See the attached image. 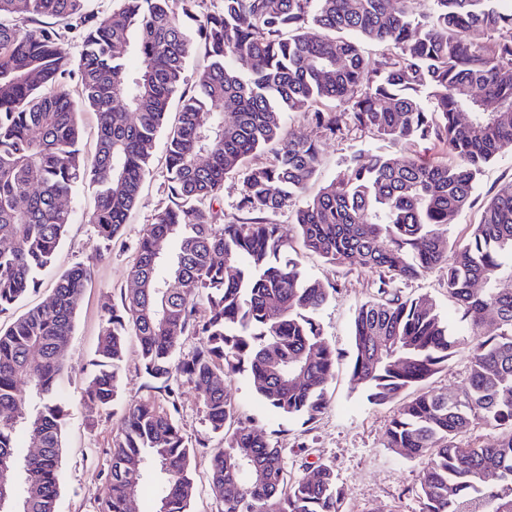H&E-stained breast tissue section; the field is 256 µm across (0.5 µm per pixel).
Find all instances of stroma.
Wrapping results in <instances>:
<instances>
[{"mask_svg":"<svg viewBox=\"0 0 512 512\" xmlns=\"http://www.w3.org/2000/svg\"><path fill=\"white\" fill-rule=\"evenodd\" d=\"M284 131L319 144L322 162L310 185L314 192L335 179L342 159L356 151L396 153L401 149L400 144L378 140L352 127L335 138H325L310 116L301 112L288 113ZM165 141V136H158L156 163L146 179L141 200L130 212L111 251H102L94 227L88 222L94 204L92 192L77 190L70 201L73 219L57 251L54 271L44 275L41 286L26 295L15 312L0 314V326H8L15 313L50 303L57 272L79 263L89 267L91 281L78 307L66 368L60 379V391L68 402L70 416L64 434L59 512H97L106 485L112 439L121 425L124 406L131 402L151 398L163 408H175V417L188 442L201 439L212 449L224 445L223 436L211 434L207 428L202 394L195 385H182L171 396L150 388L141 369L138 343L132 337L126 343L117 408L98 411L87 407L82 398L101 333L102 305L109 299L119 300L121 292L129 288V269L139 240L153 223L163 197L165 170L161 159ZM297 258L304 273L319 280L331 293L318 314L323 335L339 356L336 375L327 386L329 404L322 415L307 424L279 416L263 405L247 375L241 374L229 385L238 411L264 427L277 441L288 470L295 474H304L309 466L320 462L333 465L345 490L346 512H421L419 491L424 461L405 459L383 446L386 426L398 409L397 403L368 404L347 371L351 320L355 310L375 295L378 275L361 266L327 262L303 249ZM394 286L406 296L425 294L432 298L459 339L460 346L447 369L426 383L427 389L438 393L457 389L466 375L471 336L448 295L445 270H433L417 280H398Z\"/></svg>","mask_w":512,"mask_h":512,"instance_id":"stroma-1","label":"stroma"}]
</instances>
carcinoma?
<instances>
[{"instance_id":"carcinoma-1","label":"carcinoma","mask_w":512,"mask_h":512,"mask_svg":"<svg viewBox=\"0 0 512 512\" xmlns=\"http://www.w3.org/2000/svg\"><path fill=\"white\" fill-rule=\"evenodd\" d=\"M98 15L87 0H0V314L51 268L72 222L63 206L81 186L96 205L88 223L109 248L138 204L152 148L174 96L165 202L141 238L133 287L104 303L84 398L111 409L128 337L153 388L180 377L203 392L205 421L224 435L210 455L217 512H344L335 468L293 475L271 435L237 415L228 382L247 374L272 412L307 424L325 410L335 348L319 310L330 293L306 276L271 216L290 212L305 250L379 272L376 298L351 328L349 373L368 403L411 390L386 431L385 447L426 459L422 512H512V180L502 183L461 247L444 237L471 205L485 165L512 150V6L505 0H221L198 27L209 64L182 87L193 39L184 19L197 0H117ZM80 40L77 62L61 56L63 33ZM380 47L376 57L363 45ZM141 60L132 69L128 56ZM77 70L71 88L66 76ZM98 118L87 162L79 113ZM288 112H307L327 137L353 126L397 143L446 148L422 161L410 152L359 151L336 180L304 196L320 163L317 144L285 137ZM273 141L271 160L247 165ZM243 176L245 217L218 224L224 178ZM447 269L448 295L470 322L462 387L425 382L448 366L457 341L425 296L390 291L395 280ZM90 269L59 273L47 307L0 327V485L11 512H57L69 409L58 394L65 349ZM205 303L204 311L198 310ZM198 345L182 354L184 338ZM495 443L464 440L476 426ZM40 448L24 454L20 442ZM174 415L154 400L124 411L112 439L97 512H129L155 481L154 512H191L197 455Z\"/></svg>"}]
</instances>
